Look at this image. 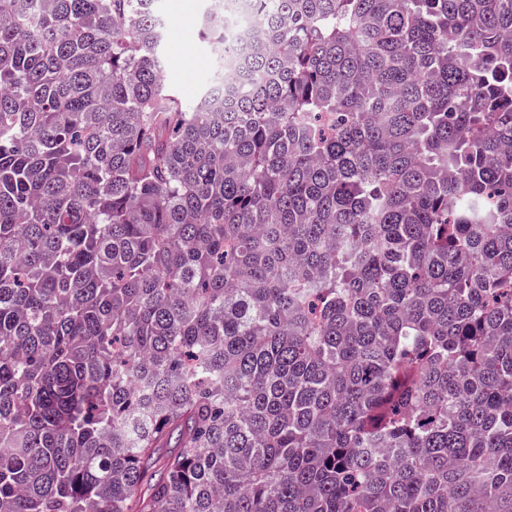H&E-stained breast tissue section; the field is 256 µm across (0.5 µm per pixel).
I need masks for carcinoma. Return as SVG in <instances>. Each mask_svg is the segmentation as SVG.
Segmentation results:
<instances>
[{
    "instance_id": "carcinoma-1",
    "label": "carcinoma",
    "mask_w": 512,
    "mask_h": 512,
    "mask_svg": "<svg viewBox=\"0 0 512 512\" xmlns=\"http://www.w3.org/2000/svg\"><path fill=\"white\" fill-rule=\"evenodd\" d=\"M15 2L0 512H512V0ZM159 10L170 22L172 31L168 41V76L177 88L182 102L192 105L207 89L206 80L216 68L207 46L199 39L200 19L205 0H158ZM190 88L188 98L182 97V88Z\"/></svg>"
}]
</instances>
